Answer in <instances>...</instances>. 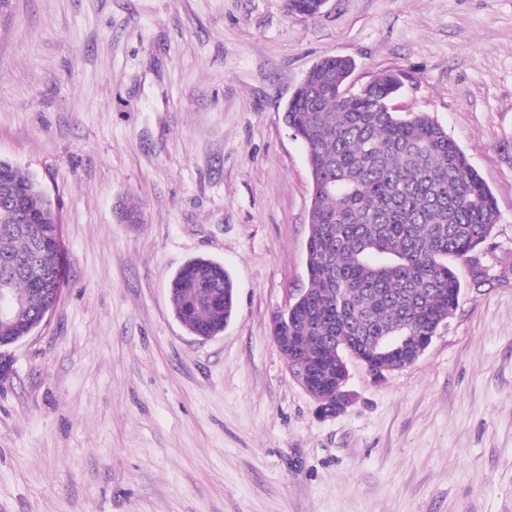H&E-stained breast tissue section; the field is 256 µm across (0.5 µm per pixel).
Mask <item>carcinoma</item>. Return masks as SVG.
<instances>
[{"instance_id": "obj_1", "label": "carcinoma", "mask_w": 512, "mask_h": 512, "mask_svg": "<svg viewBox=\"0 0 512 512\" xmlns=\"http://www.w3.org/2000/svg\"><path fill=\"white\" fill-rule=\"evenodd\" d=\"M347 57L317 61L288 100L284 122L307 154L312 182L309 288L298 298L280 349L345 381V355L368 358L373 336H433L456 308L465 259L491 235L496 199L465 152L425 112L391 106L400 89L382 76L345 91ZM0 177V289L14 300L0 341L32 333L60 298L62 255L48 246L56 228L39 182L8 160ZM174 315L193 335L218 334L234 310L224 265L188 261L170 283Z\"/></svg>"}]
</instances>
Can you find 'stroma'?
I'll use <instances>...</instances> for the list:
<instances>
[{
    "label": "stroma",
    "instance_id": "1",
    "mask_svg": "<svg viewBox=\"0 0 512 512\" xmlns=\"http://www.w3.org/2000/svg\"><path fill=\"white\" fill-rule=\"evenodd\" d=\"M350 91L401 74L499 219L425 352L348 358L324 418L272 333L308 287L311 185L289 97L323 57ZM512 0H11L0 158L60 217L63 287L0 385V512H512ZM127 203L141 211L123 223ZM223 264L235 312L201 339L172 276Z\"/></svg>",
    "mask_w": 512,
    "mask_h": 512
}]
</instances>
